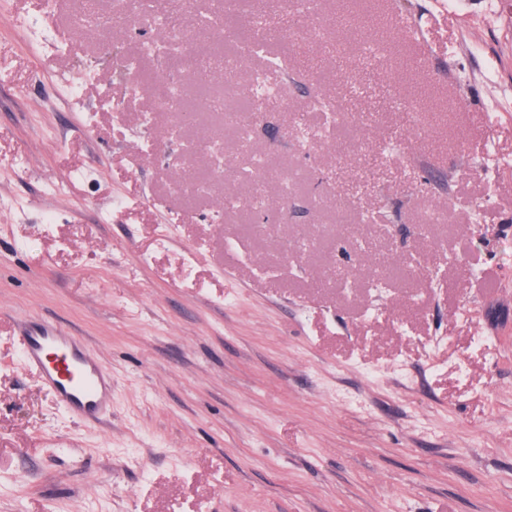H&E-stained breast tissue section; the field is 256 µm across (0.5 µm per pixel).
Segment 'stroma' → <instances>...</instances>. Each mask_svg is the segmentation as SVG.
I'll return each mask as SVG.
<instances>
[{
  "label": "stroma",
  "mask_w": 512,
  "mask_h": 512,
  "mask_svg": "<svg viewBox=\"0 0 512 512\" xmlns=\"http://www.w3.org/2000/svg\"><path fill=\"white\" fill-rule=\"evenodd\" d=\"M164 8L0 0V512H512V0ZM177 30L221 109L157 100L195 91L146 51ZM39 316L110 371L103 422L23 366Z\"/></svg>",
  "instance_id": "35a3bbf8"
}]
</instances>
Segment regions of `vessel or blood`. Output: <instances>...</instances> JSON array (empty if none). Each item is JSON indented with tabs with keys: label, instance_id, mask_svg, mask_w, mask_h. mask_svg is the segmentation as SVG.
Here are the masks:
<instances>
[{
	"label": "vessel or blood",
	"instance_id": "b4317fda",
	"mask_svg": "<svg viewBox=\"0 0 512 512\" xmlns=\"http://www.w3.org/2000/svg\"><path fill=\"white\" fill-rule=\"evenodd\" d=\"M17 339L25 366L51 389L72 417L94 423L112 401V377L84 343L58 322L20 320Z\"/></svg>",
	"mask_w": 512,
	"mask_h": 512
}]
</instances>
